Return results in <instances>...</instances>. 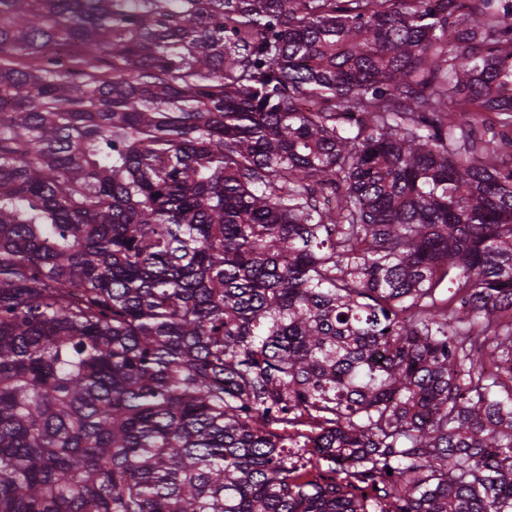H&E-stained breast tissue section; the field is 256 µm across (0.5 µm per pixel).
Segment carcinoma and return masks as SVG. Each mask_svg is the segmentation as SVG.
Returning <instances> with one entry per match:
<instances>
[{
	"label": "carcinoma",
	"instance_id": "1",
	"mask_svg": "<svg viewBox=\"0 0 512 512\" xmlns=\"http://www.w3.org/2000/svg\"><path fill=\"white\" fill-rule=\"evenodd\" d=\"M511 126L512 0H0V512H512Z\"/></svg>",
	"mask_w": 512,
	"mask_h": 512
}]
</instances>
